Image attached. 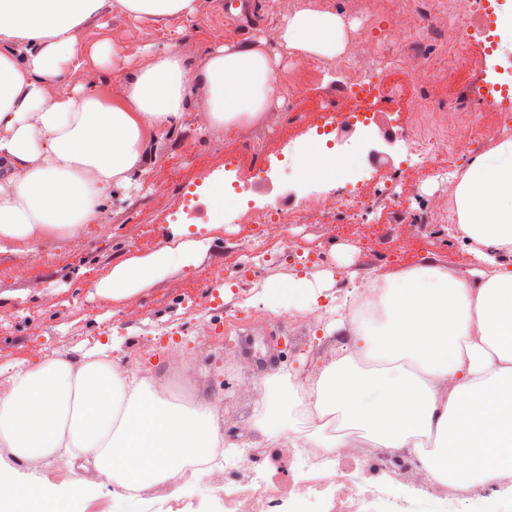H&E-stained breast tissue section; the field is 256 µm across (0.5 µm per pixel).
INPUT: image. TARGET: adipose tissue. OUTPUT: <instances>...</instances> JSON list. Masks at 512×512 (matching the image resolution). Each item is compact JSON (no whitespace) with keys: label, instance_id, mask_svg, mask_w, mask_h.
<instances>
[{"label":"adipose tissue","instance_id":"obj_1","mask_svg":"<svg viewBox=\"0 0 512 512\" xmlns=\"http://www.w3.org/2000/svg\"><path fill=\"white\" fill-rule=\"evenodd\" d=\"M138 19L195 18L199 0H116ZM105 0H0V252L27 260L49 235L71 237L97 223L114 193L144 171L153 132L181 121L192 83L205 84L203 126L255 119L277 95L273 61L262 48L210 50L201 68L176 52L148 53L127 75L92 20ZM304 56L333 58L349 40L332 11L289 16L278 34ZM103 57L99 78L83 68L86 46ZM125 77L108 104L100 81ZM67 93L54 94L55 86ZM456 231L482 262L463 278L432 262L385 276L377 317L337 320L342 345L308 384L262 388L256 429L271 444L305 432L311 447L390 448L411 463L417 483L394 490L422 497L419 480L467 499L492 487L485 512L512 501V467L490 454L512 447V139L474 157L453 189ZM179 256L126 266L100 290L134 296ZM113 347L79 349L16 373L0 394V446L15 477L0 500L23 494L24 476L49 462L80 465L101 485H168L186 495L187 466L224 441L210 402L174 404L112 359Z\"/></svg>","mask_w":512,"mask_h":512}]
</instances>
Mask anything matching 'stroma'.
<instances>
[{
    "label": "stroma",
    "mask_w": 512,
    "mask_h": 512,
    "mask_svg": "<svg viewBox=\"0 0 512 512\" xmlns=\"http://www.w3.org/2000/svg\"><path fill=\"white\" fill-rule=\"evenodd\" d=\"M302 9L335 11L362 34L361 39H350L349 48L361 41L370 43L388 74L409 71L410 88L394 104V124L420 125L412 107L418 96L437 107L440 123L458 131L465 128L464 114L486 112V105L472 94L483 70L470 60L448 59L459 42L473 36L469 19L450 16L448 0H253L250 10L233 21L224 17V0H200L199 14L190 21L178 17L138 20L119 10L115 0H106L99 20L102 38L125 70L137 69L148 49L180 50L200 66L213 47L244 48L265 39L270 53L279 59L277 75L287 85L298 77L290 68L296 54L269 41L268 36L287 16ZM417 56L431 60L429 72H413ZM322 65L308 85L305 105L286 99L272 104L261 122L243 124L235 139L226 137L220 126L198 127L195 114L207 106L209 94L204 86H196L180 125L157 137L146 173L118 192L89 233L46 240L42 250L47 261L33 278L18 272L11 253H0V376L73 355L80 347L112 343L114 360L124 363L140 355L142 364L158 383L172 389L174 398L220 400L224 437L240 436L243 446L217 465L219 482L239 481L247 466L254 474L274 475V463H248L251 450L267 444L251 427L260 407L258 386L268 377L307 382L335 357L337 342L328 328L335 304L346 298L351 284L378 277L383 259L395 253L404 256L407 269L432 261L466 276L481 266L470 248L444 246L439 238L411 226V218L432 214L448 201L420 184L413 170L401 167L382 171L379 186L400 196L402 213L376 201L359 222L345 224L337 240L331 238L327 225L309 215L301 217L300 250H323L332 259L328 266L297 262L278 253L269 261L243 268L238 240L247 225H229L214 216L204 223L195 221L184 201L201 195L202 182L224 181L228 149L244 157L236 179L247 178L249 170L258 166L264 168L266 178L285 191H294L284 164L296 144L309 136L306 105L335 113L350 106L340 88L352 79V72L337 69L331 59ZM180 241L189 244L186 259L142 283L134 297L96 292V284L109 279L116 267L151 262L162 247ZM203 266L212 273L208 290L195 282V272ZM238 269L243 270V277L225 280V271ZM290 278L310 280L319 293V305L325 308L323 315L291 317L258 300L255 320L239 326L230 323L237 306L236 289L248 288L257 294L263 286ZM206 297L211 300L207 323L221 338L206 355L192 360L184 376L170 370L166 352L152 349L151 344L161 328L171 324L179 327L182 337L196 336L199 324L189 309ZM113 317L117 325L104 330L103 321ZM359 455L356 448L341 450L337 473L380 488L392 479L405 482L412 478L409 463L397 451L379 448L370 452L375 464L370 474L358 468ZM214 485L205 482L177 500L140 499L132 508L134 512H224V500L214 494Z\"/></svg>",
    "instance_id": "obj_1"
}]
</instances>
